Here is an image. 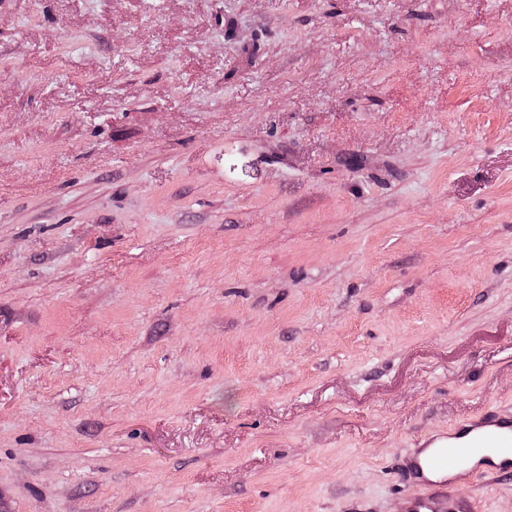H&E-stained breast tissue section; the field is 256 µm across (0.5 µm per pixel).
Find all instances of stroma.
<instances>
[{"mask_svg": "<svg viewBox=\"0 0 512 512\" xmlns=\"http://www.w3.org/2000/svg\"><path fill=\"white\" fill-rule=\"evenodd\" d=\"M490 409L512 0H0L10 512H404Z\"/></svg>", "mask_w": 512, "mask_h": 512, "instance_id": "stroma-1", "label": "stroma"}]
</instances>
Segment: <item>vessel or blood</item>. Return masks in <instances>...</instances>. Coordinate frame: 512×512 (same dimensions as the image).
Segmentation results:
<instances>
[{"label": "vessel or blood", "mask_w": 512, "mask_h": 512, "mask_svg": "<svg viewBox=\"0 0 512 512\" xmlns=\"http://www.w3.org/2000/svg\"><path fill=\"white\" fill-rule=\"evenodd\" d=\"M512 471V414L491 411L424 440L406 474L405 512H481L453 494L457 478Z\"/></svg>", "instance_id": "1"}]
</instances>
